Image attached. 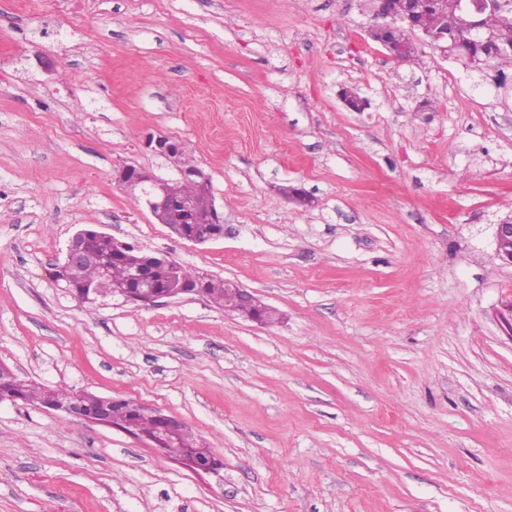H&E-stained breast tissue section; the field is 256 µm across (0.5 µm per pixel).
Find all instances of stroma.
<instances>
[{"label":"stroma","mask_w":512,"mask_h":512,"mask_svg":"<svg viewBox=\"0 0 512 512\" xmlns=\"http://www.w3.org/2000/svg\"><path fill=\"white\" fill-rule=\"evenodd\" d=\"M364 0H0V363L133 400L218 449L198 473L107 425L0 403V512H512V98ZM356 92L350 109L342 90ZM432 110H421L423 101ZM181 143L223 237L158 223L130 164ZM99 231L254 291L89 305L54 277ZM510 242H512V219L506 216L495 224L494 250L500 261L512 265V248L508 246ZM202 292V297L224 309L228 307L230 297L231 305L227 311L244 313L246 319L252 322L263 323L264 321L266 324H271L278 320V312L267 306L262 312V321L259 314L266 304L262 303L253 292L236 284L231 285L230 295L228 283L206 277Z\"/></svg>","instance_id":"stroma-1"}]
</instances>
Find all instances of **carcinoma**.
Returning a JSON list of instances; mask_svg holds the SVG:
<instances>
[{
  "mask_svg": "<svg viewBox=\"0 0 512 512\" xmlns=\"http://www.w3.org/2000/svg\"><path fill=\"white\" fill-rule=\"evenodd\" d=\"M415 23L419 28L446 31L461 39L465 44L464 56L473 60L482 61L512 48V0H491L480 14L461 9L455 0H429L420 14L416 15ZM163 191L174 203L191 201L202 193L199 184L183 179L166 181ZM171 228L180 238L187 240L206 234L214 235L221 230V225L173 224ZM84 231L106 270H101L97 265H68L59 273L72 293L84 303H94L98 298L111 296L119 289L142 293L138 283L131 278V267L134 265L139 266L145 282L159 292L169 289L181 277L195 275V271L190 268L169 259H156L154 254L134 245L124 251H114L112 240L98 236L96 228L86 227ZM202 292L210 303L224 309L228 307V283L208 278ZM74 394L88 412L95 414L100 410L103 397L90 392L73 393L62 388L51 389L17 375L0 380V403L20 401L45 408L65 401ZM110 413L113 424L119 427L130 425L142 434H162V423L157 416L133 401L111 399ZM176 436L182 444L200 449L204 458L219 455L216 449L206 447L184 425L177 430Z\"/></svg>",
  "mask_w": 512,
  "mask_h": 512,
  "instance_id": "obj_1",
  "label": "carcinoma"
}]
</instances>
